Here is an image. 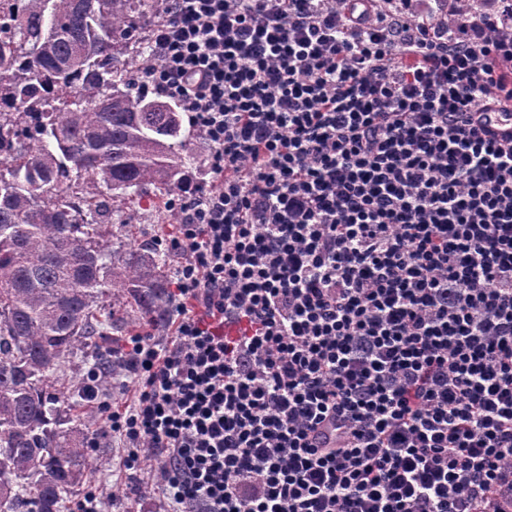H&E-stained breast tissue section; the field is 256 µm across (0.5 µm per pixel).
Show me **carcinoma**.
<instances>
[{"instance_id":"carcinoma-1","label":"carcinoma","mask_w":512,"mask_h":512,"mask_svg":"<svg viewBox=\"0 0 512 512\" xmlns=\"http://www.w3.org/2000/svg\"><path fill=\"white\" fill-rule=\"evenodd\" d=\"M161 0H11L0 11V512H64L92 467L55 379L124 331L123 307L169 316L168 250L114 248L132 201L167 202L191 156L177 104L139 88V36Z\"/></svg>"}]
</instances>
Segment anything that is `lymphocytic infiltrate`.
<instances>
[{"label": "lymphocytic infiltrate", "mask_w": 512, "mask_h": 512, "mask_svg": "<svg viewBox=\"0 0 512 512\" xmlns=\"http://www.w3.org/2000/svg\"><path fill=\"white\" fill-rule=\"evenodd\" d=\"M165 2L140 86L215 182L175 202L170 334L81 377L91 447L148 512H512V145L472 120L512 0Z\"/></svg>", "instance_id": "1"}]
</instances>
